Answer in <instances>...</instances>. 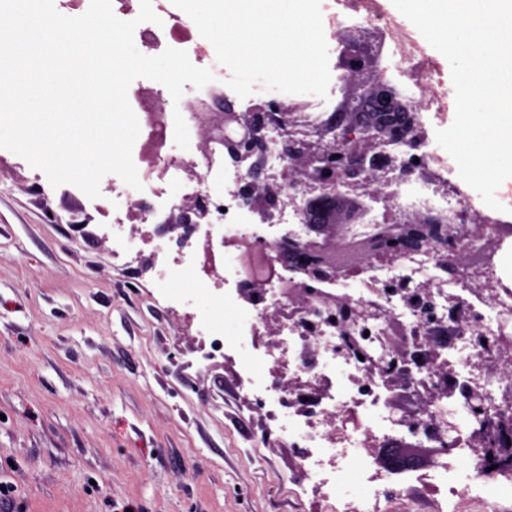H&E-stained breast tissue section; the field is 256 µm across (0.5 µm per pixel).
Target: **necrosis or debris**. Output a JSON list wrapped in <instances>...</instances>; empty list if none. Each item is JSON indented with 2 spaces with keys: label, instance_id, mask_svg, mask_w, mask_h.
<instances>
[{
  "label": "necrosis or debris",
  "instance_id": "4bbe7bcc",
  "mask_svg": "<svg viewBox=\"0 0 512 512\" xmlns=\"http://www.w3.org/2000/svg\"><path fill=\"white\" fill-rule=\"evenodd\" d=\"M170 2L151 0L158 20L137 24L136 47L147 56L182 50L193 65L209 68L216 59L213 45L195 40L190 17ZM345 22L381 35L395 26L379 0H341L326 27L332 32ZM221 96L208 85L185 96L174 111L161 98L131 100L140 125L133 161L143 195L157 201L144 218L176 207L181 196L198 195L211 205L215 232L224 243L246 238L277 255L284 238L300 239L309 222L308 195L289 190L281 179L288 162L282 150L286 126L269 121L259 153L238 161L226 158L220 142L205 155L193 148L176 156L168 150L175 115L194 127L195 113ZM444 112L440 102L420 115L415 140L400 153L398 185L410 188L425 171L446 183L455 241L443 256L425 262L409 255L323 283L308 309L289 318L282 353H256L244 362L247 393L270 402L269 431L286 435L296 449L298 481L321 489L322 512H391L395 495L411 489L444 504L469 495L491 508L512 502V467L478 454L512 441V376L479 369L484 361L512 364V222L485 208L484 232L506 250L477 257L466 273L455 272L450 259L469 247L475 226L468 219L466 185L449 176L429 149L434 121ZM253 173L268 180L276 206L256 211L246 203L244 188ZM162 254L160 282L187 280L192 294L201 297L195 317L216 352L254 339L263 312L288 304L289 281L281 264L264 266L265 288L247 297L239 290V271L226 263L214 260L205 274L192 272L191 239L165 243ZM428 273L439 286L426 296L418 281ZM475 276L487 286L483 294L468 288ZM347 305L371 314L344 320ZM428 387L438 393L428 412H396L398 402ZM475 389L485 395L488 417L481 436L462 425L448 426L453 403ZM328 412L336 415L330 426L322 421ZM403 448L425 449L427 466H390L389 458Z\"/></svg>",
  "mask_w": 512,
  "mask_h": 512
}]
</instances>
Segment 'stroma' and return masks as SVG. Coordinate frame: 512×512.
Here are the masks:
<instances>
[{"label": "stroma", "instance_id": "obj_1", "mask_svg": "<svg viewBox=\"0 0 512 512\" xmlns=\"http://www.w3.org/2000/svg\"><path fill=\"white\" fill-rule=\"evenodd\" d=\"M111 198L0 149V482L11 512H320L296 452L268 435L237 352L213 353L156 286L160 232Z\"/></svg>", "mask_w": 512, "mask_h": 512}]
</instances>
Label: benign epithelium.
Returning <instances> with one entry per match:
<instances>
[{"mask_svg":"<svg viewBox=\"0 0 512 512\" xmlns=\"http://www.w3.org/2000/svg\"><path fill=\"white\" fill-rule=\"evenodd\" d=\"M338 68L343 70L344 82L341 105L337 110L336 125L328 126L305 138L291 136L285 153L289 165L288 184L291 187L310 185L314 182L323 190L346 178L359 190V197L373 202L386 203L395 197L390 174L399 168V156L384 147L406 144L417 128L419 113L426 109L428 100L421 97L411 103L404 99L403 91L387 78L380 65L382 44L368 32L354 29L345 31ZM382 117L376 124L361 116L363 105ZM279 114L278 121L293 127L300 125L301 114L282 105L271 103L250 112H236L227 99L219 100L217 107H208L196 114V125L201 131L199 151L206 154L217 140L224 141V150L232 158L252 155L261 148L258 132L272 114ZM245 195L256 207L267 208L274 197L265 183L250 180ZM443 194L435 199L424 198L404 204L399 208L398 224H426L428 238L433 242L448 241L454 235L449 226L448 213L442 202ZM208 209L197 198L180 209L178 216L165 219L164 228L182 227L191 232V219L207 217ZM312 235L303 241H287L283 251L292 257L291 272L300 273L289 288L291 302L298 309L306 308L313 292V283L322 282L350 272L359 266L361 259L345 244V226L330 222V217L314 216L309 224ZM411 252L424 257L429 253L422 244V236L412 230L404 236L387 235L381 248L364 257V260H394Z\"/></svg>","mask_w":512,"mask_h":512,"instance_id":"1","label":"benign epithelium"}]
</instances>
